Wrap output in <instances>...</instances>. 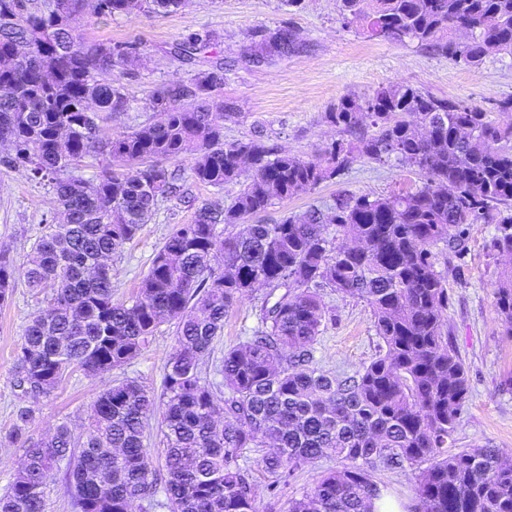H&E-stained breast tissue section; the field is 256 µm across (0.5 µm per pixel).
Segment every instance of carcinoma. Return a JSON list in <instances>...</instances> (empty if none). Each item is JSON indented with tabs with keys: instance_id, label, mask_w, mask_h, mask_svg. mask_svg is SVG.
Here are the masks:
<instances>
[{
	"instance_id": "1",
	"label": "carcinoma",
	"mask_w": 512,
	"mask_h": 512,
	"mask_svg": "<svg viewBox=\"0 0 512 512\" xmlns=\"http://www.w3.org/2000/svg\"><path fill=\"white\" fill-rule=\"evenodd\" d=\"M166 13L182 0H141ZM134 0H0V165L46 182L67 216L48 226L24 268L29 287L47 293L15 356L17 387L51 395L76 370L97 376L144 351L167 318L179 320L160 394L135 380L99 392L87 436L66 424L44 439L26 435L32 409L20 407L15 440L23 466L0 495V512H45L44 485L65 467L72 512H259L258 486L240 464L249 448L272 475L299 463L336 457L342 466L289 501L288 512H375L384 498L377 467L421 469L408 512H512V464L498 448H458L454 434L469 396V376L447 323L448 289L433 248L460 251L465 226L498 225L494 250L512 256V96L493 110L437 97L410 84L347 95L326 113L347 138L321 159L280 152L262 139L224 141V105L211 101L224 81L219 60L194 82L156 90L162 118L102 138L103 113L125 112L130 98L114 72L131 46L86 41L73 17H112ZM343 23L393 43H412L448 61L479 68L512 56V0H341ZM282 29L250 56L288 52ZM211 39L189 37L174 54L192 59ZM394 159L425 177L413 191L388 197L343 194L335 207L313 206L244 235L218 230L265 211L275 199L312 189L348 170L354 158ZM107 164L91 178L78 169ZM190 157L192 177L222 189L242 184L225 206L204 203L189 224L166 237L138 297L113 298L111 258L177 192L165 162ZM251 166L245 167L242 160ZM224 270L211 266L215 249ZM16 268L0 254V302ZM258 285L285 288L262 308L245 342L224 351L218 383L202 364L224 317ZM332 288L365 300L379 354L358 371L328 374L315 366L326 310L317 292ZM512 336V267L495 289ZM165 452L158 478L147 430L157 410Z\"/></svg>"
}]
</instances>
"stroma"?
Returning <instances> with one entry per match:
<instances>
[{
	"instance_id": "obj_1",
	"label": "stroma",
	"mask_w": 512,
	"mask_h": 512,
	"mask_svg": "<svg viewBox=\"0 0 512 512\" xmlns=\"http://www.w3.org/2000/svg\"><path fill=\"white\" fill-rule=\"evenodd\" d=\"M340 0H184L175 11L148 14L133 11L111 18L90 14L77 17L83 38L104 43H130L137 50L118 73L133 98L128 111L101 121L102 136L128 131L152 118L147 101L161 87L191 84L207 67V56L224 60V84L214 93L224 105V139L260 138L291 154L319 158L339 139L338 128L325 115L345 95L362 96L382 86L409 83L439 97L464 99L490 107L512 95V58L492 56L480 68L469 69L414 44L391 43L367 37L344 26ZM293 30L294 52L257 66L245 55L265 30ZM212 35L210 55L185 60L173 53L177 42L193 35ZM185 172V197L160 201L148 224L112 258V293L129 302L135 297L156 251L177 224L190 223L202 203H227L233 185L216 189L197 183L188 172L190 160L177 161ZM415 168L388 161L355 160L342 175L313 190L274 201L256 221L276 224L302 215L310 206L333 207L339 195L390 196L422 186ZM64 215L50 188L36 185L26 173L0 166V252L23 268L31 246L47 224L62 223ZM492 224H472L464 235L465 251L456 256L445 244L434 249L435 267L448 286V323L470 379L469 400L457 428L461 448H498L512 459V336L505 332L494 290L504 261L493 250ZM271 292L261 286L229 311L224 331L203 366L206 381H217L215 363L226 349L243 342L257 326L261 308ZM326 309L314 362L322 370L351 373L379 352L380 339L365 300L329 288L321 289ZM45 304L44 294L17 277L11 298L0 303V494L23 461L20 444L11 434L18 407H32L29 435L37 439L68 424L75 434L85 432L91 403L100 391L124 379L160 389L165 364L175 341L176 324L161 325L149 347L127 365L88 377L73 373L49 396L22 397L15 386V354L31 318ZM263 449L245 450L242 462L258 485L259 512H288L291 498L300 496L337 467L333 458L300 463L285 481L272 483L261 462Z\"/></svg>"
}]
</instances>
